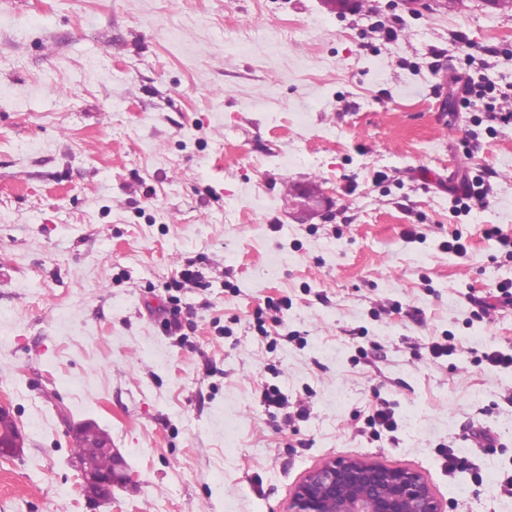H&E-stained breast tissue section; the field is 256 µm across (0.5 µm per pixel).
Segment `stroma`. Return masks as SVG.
Wrapping results in <instances>:
<instances>
[{"label": "stroma", "instance_id": "1", "mask_svg": "<svg viewBox=\"0 0 512 512\" xmlns=\"http://www.w3.org/2000/svg\"><path fill=\"white\" fill-rule=\"evenodd\" d=\"M351 2L0 0V399L26 437L0 512H285L329 457L512 512V365L478 359L512 355V304L477 305L512 279L482 233L512 238V125L488 118L512 112V12ZM459 34L494 88L467 110ZM480 166L487 205L455 213ZM293 185L330 212L292 220ZM190 261L171 336L154 310ZM382 407L396 430L370 427ZM88 419L137 476L97 509L69 464Z\"/></svg>", "mask_w": 512, "mask_h": 512}]
</instances>
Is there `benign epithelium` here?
Returning <instances> with one entry per match:
<instances>
[{
  "mask_svg": "<svg viewBox=\"0 0 512 512\" xmlns=\"http://www.w3.org/2000/svg\"><path fill=\"white\" fill-rule=\"evenodd\" d=\"M301 207L308 213L330 203L323 191L298 192ZM91 433L94 447L113 458V469L94 467L87 459L71 457L78 472L82 495L88 501H112V488L135 482V476L112 441L86 420L72 426L69 435ZM24 436L18 431L0 438V457L23 453ZM287 512H445L444 505L417 470L387 466L362 458H327L296 484Z\"/></svg>",
  "mask_w": 512,
  "mask_h": 512,
  "instance_id": "7a95c632",
  "label": "benign epithelium"
}]
</instances>
